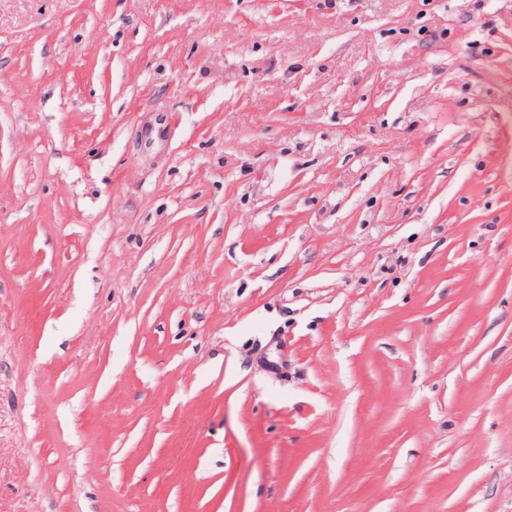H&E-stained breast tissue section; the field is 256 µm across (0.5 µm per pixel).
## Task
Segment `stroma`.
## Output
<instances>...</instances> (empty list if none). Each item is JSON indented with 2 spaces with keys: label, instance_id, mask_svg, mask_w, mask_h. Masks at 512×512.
<instances>
[{
  "label": "stroma",
  "instance_id": "stroma-1",
  "mask_svg": "<svg viewBox=\"0 0 512 512\" xmlns=\"http://www.w3.org/2000/svg\"><path fill=\"white\" fill-rule=\"evenodd\" d=\"M0 512H512V0H0Z\"/></svg>",
  "mask_w": 512,
  "mask_h": 512
}]
</instances>
